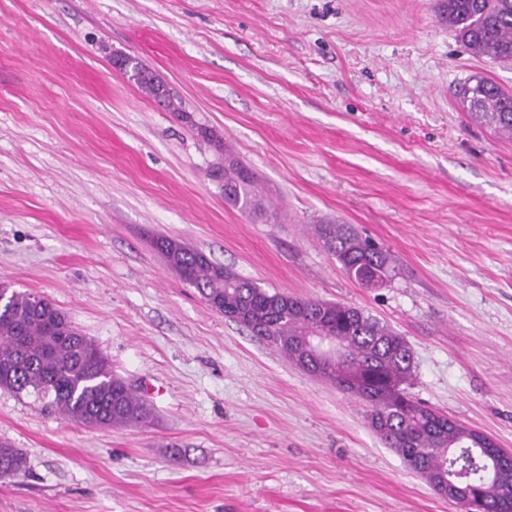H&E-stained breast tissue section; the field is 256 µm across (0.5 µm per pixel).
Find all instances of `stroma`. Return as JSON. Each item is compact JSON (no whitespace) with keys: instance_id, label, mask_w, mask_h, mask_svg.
<instances>
[{"instance_id":"35a3bbf8","label":"stroma","mask_w":512,"mask_h":512,"mask_svg":"<svg viewBox=\"0 0 512 512\" xmlns=\"http://www.w3.org/2000/svg\"><path fill=\"white\" fill-rule=\"evenodd\" d=\"M438 0H0V282L51 300L153 406L90 428L0 389L25 473L0 512H462L369 427L362 401L211 308L161 234L268 291L402 334L416 398L512 451V137L459 91L512 90ZM130 55L191 121L121 73ZM223 137L255 175L243 212ZM386 250L350 280L316 227ZM217 176L224 179V199L237 206L240 211L248 212L255 208V198L249 187L254 182L250 169L235 160L224 157V169L218 167Z\"/></svg>"}]
</instances>
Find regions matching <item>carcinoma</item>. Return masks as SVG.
I'll use <instances>...</instances> for the list:
<instances>
[{
	"instance_id": "obj_1",
	"label": "carcinoma",
	"mask_w": 512,
	"mask_h": 512,
	"mask_svg": "<svg viewBox=\"0 0 512 512\" xmlns=\"http://www.w3.org/2000/svg\"><path fill=\"white\" fill-rule=\"evenodd\" d=\"M439 10L472 51L512 61V0H439ZM123 76L155 101L163 95L155 73L135 57H124ZM462 99L474 119L512 135V92L475 76ZM197 130L217 153H226L213 130L203 125ZM216 174L224 179L225 200L244 212L255 208L250 169L226 159ZM317 232L350 279L366 288L387 283L390 258L383 249L344 224H319ZM153 246L204 300H224L228 318L297 365L315 337H337L346 358L340 389L366 403L371 428L403 462L434 488L456 473L476 488L484 485L485 463L474 430L413 398L410 348L386 324L356 307L271 293L176 239L158 236ZM0 388L32 395L44 411L88 426L136 424L151 416L148 401L112 374L98 345L52 301L44 298L36 307L27 292L11 291L0 307ZM498 467L483 512H512V457H503ZM24 470L22 453L0 444V477Z\"/></svg>"
}]
</instances>
